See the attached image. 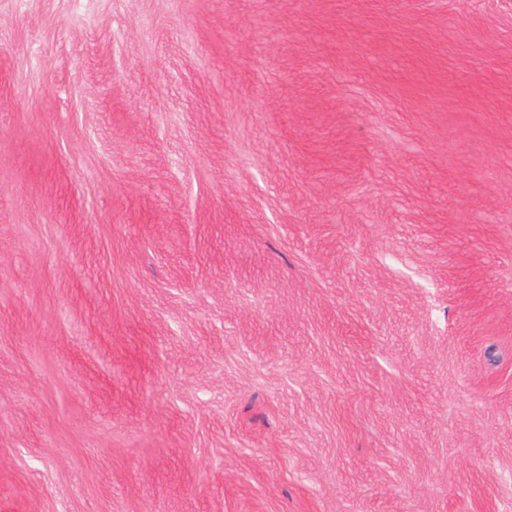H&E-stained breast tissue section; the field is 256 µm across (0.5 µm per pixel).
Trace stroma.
I'll use <instances>...</instances> for the list:
<instances>
[{
	"instance_id": "obj_1",
	"label": "stroma",
	"mask_w": 512,
	"mask_h": 512,
	"mask_svg": "<svg viewBox=\"0 0 512 512\" xmlns=\"http://www.w3.org/2000/svg\"><path fill=\"white\" fill-rule=\"evenodd\" d=\"M0 512H512V0H0Z\"/></svg>"
}]
</instances>
